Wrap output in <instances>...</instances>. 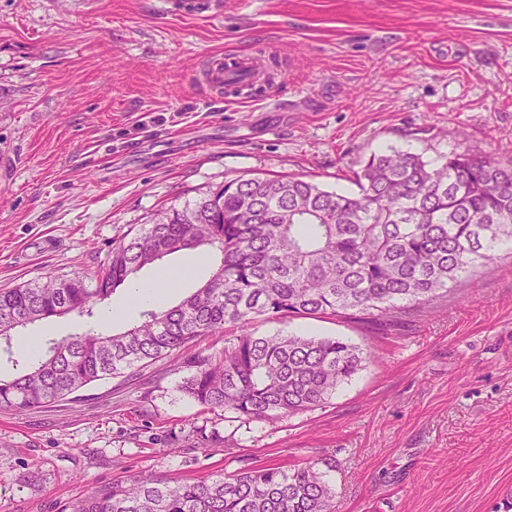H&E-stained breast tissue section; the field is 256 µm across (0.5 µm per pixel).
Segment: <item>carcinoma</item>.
<instances>
[{
    "instance_id": "obj_1",
    "label": "carcinoma",
    "mask_w": 512,
    "mask_h": 512,
    "mask_svg": "<svg viewBox=\"0 0 512 512\" xmlns=\"http://www.w3.org/2000/svg\"><path fill=\"white\" fill-rule=\"evenodd\" d=\"M358 191H328L299 176H239L156 213L118 240L92 279L48 278L0 289V344L13 374L0 408L24 413L88 384L187 353L183 390L198 405L273 423L321 406L374 360L338 337L257 336L256 321L336 317L403 323L464 275L512 245V159L467 151L430 162L398 150L359 161ZM203 247L220 253L211 277L178 304L141 312L121 332L88 328L49 342L34 361L14 333L94 308L157 260ZM232 326L218 354L193 351ZM327 459L293 469L244 467L210 480L134 476L77 501L72 512H332Z\"/></svg>"
}]
</instances>
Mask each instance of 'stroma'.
I'll list each match as a JSON object with an SVG mask.
<instances>
[{"label": "stroma", "instance_id": "stroma-1", "mask_svg": "<svg viewBox=\"0 0 512 512\" xmlns=\"http://www.w3.org/2000/svg\"><path fill=\"white\" fill-rule=\"evenodd\" d=\"M220 2L204 19L159 0H0V289L93 274L130 228L238 176L346 192L374 152L512 157V0ZM270 44L280 111L198 83L211 52ZM253 330L340 336L377 361L273 424L196 404L177 352L0 409V512H71L132 475L317 458L336 462V512H496L512 494V254L387 331L314 317ZM195 430L231 443L202 455Z\"/></svg>", "mask_w": 512, "mask_h": 512}]
</instances>
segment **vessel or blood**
<instances>
[{
    "label": "vessel or blood",
    "mask_w": 512,
    "mask_h": 512,
    "mask_svg": "<svg viewBox=\"0 0 512 512\" xmlns=\"http://www.w3.org/2000/svg\"><path fill=\"white\" fill-rule=\"evenodd\" d=\"M218 0H163L166 10L186 16L211 18L216 14ZM258 61L249 52L224 55L213 53L207 56L200 81L209 87L226 91L238 102L250 99L249 84L256 80Z\"/></svg>",
    "instance_id": "obj_1"
}]
</instances>
